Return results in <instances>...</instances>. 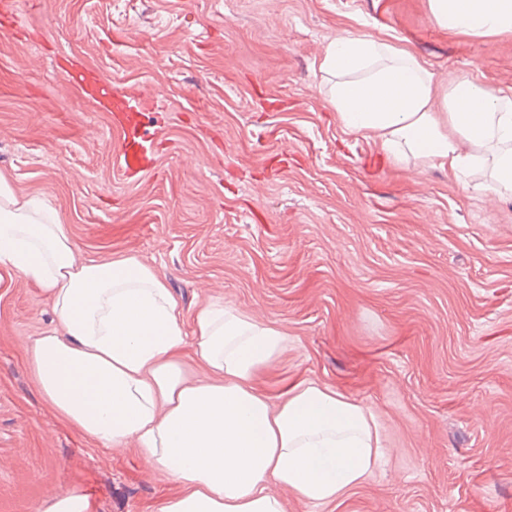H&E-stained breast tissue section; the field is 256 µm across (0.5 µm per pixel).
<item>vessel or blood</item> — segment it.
Returning a JSON list of instances; mask_svg holds the SVG:
<instances>
[{"instance_id": "1", "label": "vessel or blood", "mask_w": 512, "mask_h": 512, "mask_svg": "<svg viewBox=\"0 0 512 512\" xmlns=\"http://www.w3.org/2000/svg\"><path fill=\"white\" fill-rule=\"evenodd\" d=\"M78 84L84 87L98 108L117 114L122 141L115 161L123 174L129 176L150 169L154 164L159 140L142 127L138 120L139 114L144 113L151 102L150 95L135 86L116 96L111 89L88 83L83 77L79 78Z\"/></svg>"}]
</instances>
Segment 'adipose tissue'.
<instances>
[{
  "mask_svg": "<svg viewBox=\"0 0 512 512\" xmlns=\"http://www.w3.org/2000/svg\"><path fill=\"white\" fill-rule=\"evenodd\" d=\"M435 22L475 35L512 34V0H427ZM343 126L458 174L489 167L512 191V87L464 80L439 90L406 48L360 32L330 42L319 63ZM0 265L40 287L58 328L29 345L40 391L97 446L134 444L184 486L160 512H286L279 486L334 502L384 452L371 412L309 381L272 402L256 376L288 344L278 325L221 305L187 316L163 279L133 256L93 258L42 197L0 172ZM193 343L204 376L188 382L171 354Z\"/></svg>",
  "mask_w": 512,
  "mask_h": 512,
  "instance_id": "obj_1",
  "label": "adipose tissue"
}]
</instances>
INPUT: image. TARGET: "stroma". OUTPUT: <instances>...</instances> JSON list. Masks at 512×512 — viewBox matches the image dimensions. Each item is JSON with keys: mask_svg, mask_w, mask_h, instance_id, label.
<instances>
[{"mask_svg": "<svg viewBox=\"0 0 512 512\" xmlns=\"http://www.w3.org/2000/svg\"><path fill=\"white\" fill-rule=\"evenodd\" d=\"M427 0H0V170L89 256L132 255L188 312L284 327L256 385L315 381L366 405L383 463L336 502L287 512H512V193L395 161L341 124L319 60L350 31L396 42L440 87L512 86V36L439 26ZM83 65L157 97L155 170L125 179ZM28 92L18 93L15 83ZM47 297L0 268V512L69 489L94 512H160L183 486L101 448L42 395L26 349Z\"/></svg>", "mask_w": 512, "mask_h": 512, "instance_id": "obj_1", "label": "stroma"}]
</instances>
